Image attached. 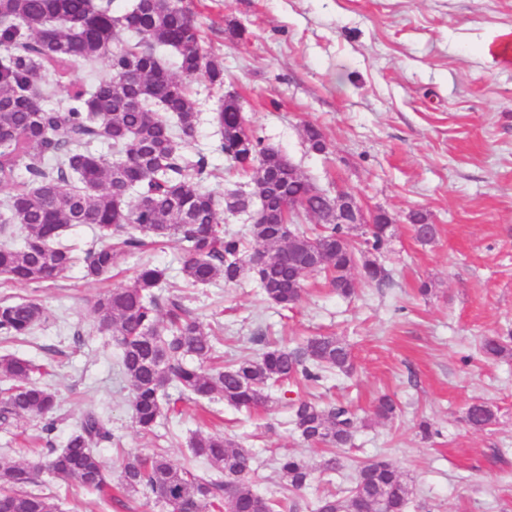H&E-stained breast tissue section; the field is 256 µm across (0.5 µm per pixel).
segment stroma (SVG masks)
Returning <instances> with one entry per match:
<instances>
[{
    "label": "stroma",
    "instance_id": "35a3bbf8",
    "mask_svg": "<svg viewBox=\"0 0 512 512\" xmlns=\"http://www.w3.org/2000/svg\"><path fill=\"white\" fill-rule=\"evenodd\" d=\"M184 3L206 52L224 65L223 84L193 79L200 117L184 145L209 155L216 197L251 189L217 149L212 115L233 93L248 127L315 186L346 190L365 210L392 216V236L375 255L389 278L381 285L356 278L348 298L312 279L290 311L267 300L250 277L196 289L188 305L223 337L225 360L333 335L349 344L354 369L314 387L272 390L250 413L220 400H184L153 439L139 434L116 347L90 314L99 283L78 268L59 286L0 280V300L33 298L47 311L33 336L0 339V355L52 361L42 382L64 417L54 446L92 410L120 439L99 450L112 463L124 450L150 448L183 465L194 434L221 432L249 449L255 489L277 496L275 459L297 454L315 467L297 496L299 512H312L324 495L346 496L355 465L366 460L388 461L402 474L412 491L407 512H512V358L488 361L479 350L482 337L512 334V60L500 57L512 0ZM309 123L321 128L326 153L309 149ZM414 211L436 225L432 242L416 239L407 220ZM146 264L168 268L164 293H178L182 253L173 238L126 257L110 287L131 282ZM424 283L426 296L418 292ZM383 393L398 404L389 421L372 416ZM298 397L344 403L364 422L352 446L339 451L335 474L318 472L321 450L292 429L289 403ZM474 402L496 413L482 432L464 420ZM424 421L432 429L427 439L419 432ZM52 489L60 512H165L138 494L105 503L72 480Z\"/></svg>",
    "mask_w": 512,
    "mask_h": 512
}]
</instances>
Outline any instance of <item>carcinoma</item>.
I'll return each mask as SVG.
<instances>
[{
	"label": "carcinoma",
	"instance_id": "cac0c4a2",
	"mask_svg": "<svg viewBox=\"0 0 512 512\" xmlns=\"http://www.w3.org/2000/svg\"><path fill=\"white\" fill-rule=\"evenodd\" d=\"M134 40L123 42L119 33ZM0 188L8 196L0 204V276L18 284L56 283L82 265L84 277L103 280L126 256L148 241L176 238L181 244V273L192 287L239 282L251 273L265 297L286 309L301 298L304 282L279 258L288 247L295 258L312 263V242L322 248L324 262L311 270L322 275L342 296L354 294L352 270L378 285L386 273L369 258L392 236L391 225L369 224L356 242L354 228L328 219L329 197L301 174L288 176L281 151L263 144L246 125L242 113L221 105L215 119L221 138L218 150L236 170L250 178V204H259L264 223L253 224L254 251L268 258L250 264L246 238L220 228V205L207 184L215 168L202 152L190 155L184 142L197 122L195 101L186 79L199 75L224 82V70L206 62L201 31L180 0H136L123 13L112 0H0ZM176 54L179 74L165 67L159 50ZM104 58L112 77L90 86L71 84L64 101L46 104L52 93L42 88V72L52 67L65 74L73 63ZM311 151L322 154V131L304 126ZM107 143L110 156L90 150ZM322 223L313 232L296 227L297 213L282 215L288 200ZM89 227L103 240L82 253L67 232ZM168 284L166 269L145 265L133 281L108 288L91 303V315L119 348V362L132 398L133 421L145 435L155 434L164 413L178 401L224 400L238 410L267 402L275 383L302 379L318 383L328 373L353 368L349 346L337 336H312L295 347H273L253 358L242 356L228 366L214 365L218 338L205 332L199 317L180 297L163 304L159 290ZM46 309L35 299L0 302V336L19 339L32 334ZM491 359L512 357V345L499 336L481 341ZM48 366L11 354L0 355V427L23 419L37 421V438L48 445L37 464L0 459V512H58L50 482L73 479L101 494L112 489L155 498L171 512H295L296 499L267 497L252 487V456L221 433L195 434L192 455L212 471L201 476L173 463L166 455L130 449L123 452L112 481V464L96 451L115 440L107 422L86 413L66 445L50 447L60 421L55 392L36 376ZM175 388L171 394L169 388ZM395 404L378 398L373 415L390 420ZM293 430L309 445L322 446L321 473L339 468L336 449L349 445L361 424L343 405L323 406L306 399L291 401ZM495 420L492 406L474 402L465 421L482 431ZM276 472L286 493L303 490L313 469L304 458L279 456ZM411 491L397 469L386 461L356 465L349 495L321 499L316 512H406Z\"/></svg>",
	"mask_w": 512,
	"mask_h": 512
}]
</instances>
